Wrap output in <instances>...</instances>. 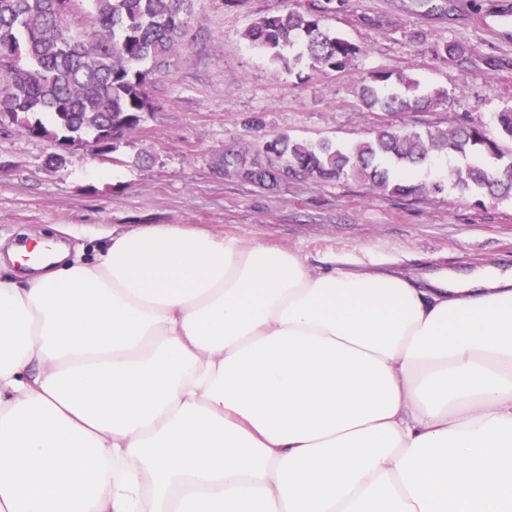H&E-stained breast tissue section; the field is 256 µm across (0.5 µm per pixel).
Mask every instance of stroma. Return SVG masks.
Here are the masks:
<instances>
[{"mask_svg":"<svg viewBox=\"0 0 512 512\" xmlns=\"http://www.w3.org/2000/svg\"><path fill=\"white\" fill-rule=\"evenodd\" d=\"M512 0H336L327 20L361 49L343 72L285 70L250 47L246 29L306 0H199L180 50L155 68L153 112L113 157L75 150L65 168L45 164L46 141L0 132V239L26 232L56 239L72 256L92 257L106 232L183 224L262 242L302 256L315 271L344 260L357 267L398 263L402 270L446 266L512 267V201L476 207L456 191L401 197L360 179L284 176L262 186L224 173L225 149L265 153L272 137L349 147L387 126L407 131L490 121L512 108V39L480 20ZM462 45L471 62L436 57L434 46ZM494 68H486V60ZM383 70L448 91V104L393 114L363 108L361 78Z\"/></svg>","mask_w":512,"mask_h":512,"instance_id":"stroma-1","label":"stroma"}]
</instances>
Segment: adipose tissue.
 Wrapping results in <instances>:
<instances>
[{
  "mask_svg": "<svg viewBox=\"0 0 512 512\" xmlns=\"http://www.w3.org/2000/svg\"><path fill=\"white\" fill-rule=\"evenodd\" d=\"M512 512V271L178 224L0 267V512Z\"/></svg>",
  "mask_w": 512,
  "mask_h": 512,
  "instance_id": "obj_1",
  "label": "adipose tissue"
}]
</instances>
